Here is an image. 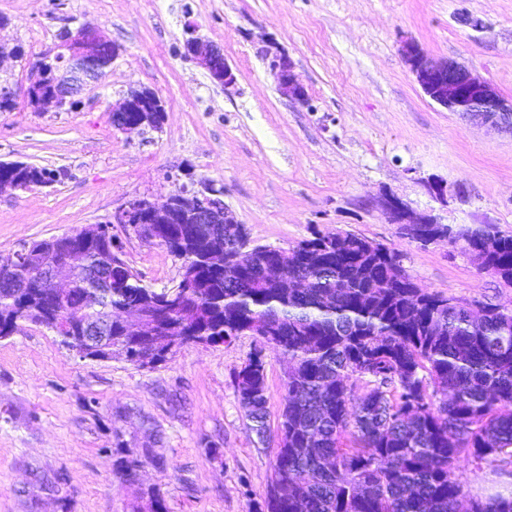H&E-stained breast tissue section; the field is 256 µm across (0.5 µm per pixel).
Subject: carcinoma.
<instances>
[{
  "label": "carcinoma",
  "instance_id": "cac0c4a2",
  "mask_svg": "<svg viewBox=\"0 0 512 512\" xmlns=\"http://www.w3.org/2000/svg\"><path fill=\"white\" fill-rule=\"evenodd\" d=\"M60 172L0 163V180L26 189ZM155 236L194 270L199 287L170 300L139 275L118 268L112 305L154 323L150 336L112 327V346L134 351L140 365L166 358L164 339L179 336L173 306L199 313L193 340L229 344L269 323L282 331L275 347L293 361L284 382L277 450L265 512H458L465 485L460 463L512 465V310L482 305L474 318L456 298L420 288L397 270L392 249L352 234L327 240L313 233L288 251L245 245L233 224H157ZM474 257L477 269L512 286V235L479 225L448 235ZM224 252L211 270L204 256ZM295 260L282 278L264 266ZM74 319L97 317L105 303L81 282L68 306L43 288L0 285V338L20 317L40 319L45 306ZM264 347L235 374L236 394L258 440L271 439ZM362 395L353 397L354 387ZM121 456L116 474L138 480L145 460ZM470 512H512V493L471 501Z\"/></svg>",
  "mask_w": 512,
  "mask_h": 512
}]
</instances>
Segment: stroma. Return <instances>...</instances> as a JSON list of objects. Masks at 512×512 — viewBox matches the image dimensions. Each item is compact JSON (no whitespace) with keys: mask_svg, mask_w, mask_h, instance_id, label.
Here are the masks:
<instances>
[{"mask_svg":"<svg viewBox=\"0 0 512 512\" xmlns=\"http://www.w3.org/2000/svg\"><path fill=\"white\" fill-rule=\"evenodd\" d=\"M0 18V41L26 51L0 64L16 91L14 110L0 112V162L63 173L47 187L0 192V257L108 223L144 284L171 287L180 260L111 219L128 200L176 192L186 166L223 188L254 243L290 249L316 232L354 234L398 251L421 288L512 309V286L447 242L406 238L382 210L393 195L452 227L512 235V132L433 102L400 54L415 40L510 99L512 0H0ZM189 21L223 51L232 88L186 58ZM83 24L119 54L77 110H35L29 60ZM271 41L291 58L308 105L278 92L261 53ZM143 88L164 105L161 129L114 127L113 107ZM431 177L446 183L447 204L426 191ZM254 344L246 335L185 347L142 368L80 359L32 323L0 339V512H150L151 487L169 512H261L274 448L258 443L234 379ZM264 361L273 426L288 359L269 348ZM121 448L152 449L160 462L122 483ZM460 471L470 496L512 492L495 467Z\"/></svg>","mask_w":512,"mask_h":512,"instance_id":"1","label":"stroma"}]
</instances>
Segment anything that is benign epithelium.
<instances>
[{"instance_id": "7a95c632", "label": "benign epithelium", "mask_w": 512, "mask_h": 512, "mask_svg": "<svg viewBox=\"0 0 512 512\" xmlns=\"http://www.w3.org/2000/svg\"><path fill=\"white\" fill-rule=\"evenodd\" d=\"M185 50L208 72L213 83L226 89L235 85L236 76L221 49L199 38H189L185 42ZM119 51V45L110 43L98 29L82 26L74 32L68 30L56 50L42 54L38 62L30 65L26 95L35 98L37 88L47 77L48 68L62 60L64 65L52 82V90L44 104L57 111L66 107L77 108L81 101L76 96L82 86L99 80L103 62ZM401 54L421 90L432 101L450 112L478 117L497 128L512 131V99L503 98L468 68L453 61L430 58L413 40L403 43ZM264 58L279 93L295 104L307 105L306 90L295 78L290 57L270 45L264 51ZM163 111L161 99L147 88L131 91L112 109L114 113L145 112L156 117ZM223 196V189L201 182L190 190L168 196L162 202L146 197L131 200L112 215V220L129 226L138 237L149 241L156 240V237L140 230L144 218L154 224H167L178 216L192 224H237L240 234H246L245 227L239 224L233 210L224 203ZM384 210L388 222L399 225L403 235L418 224H432L437 227L433 240L448 239L446 226L431 215L417 214L390 198L385 200ZM72 240L73 235L65 233L46 240V244L38 249L25 245L10 259L0 263V274L5 277L11 275L18 262L27 260L41 287L48 290L54 301L62 304L66 303L75 282L82 278L95 280L106 289L112 287V269L117 266L119 257L113 253L109 258L91 262L73 248ZM128 315L127 309L113 307L101 319L84 320L75 328L70 323L62 325L46 320L42 325L59 336L68 337L64 347L76 352L81 359L107 362L112 360L110 333L114 317Z\"/></svg>"}]
</instances>
